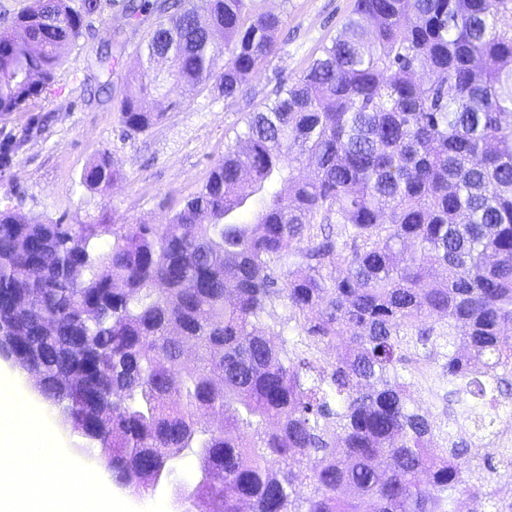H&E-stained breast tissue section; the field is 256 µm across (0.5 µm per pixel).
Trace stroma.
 Returning <instances> with one entry per match:
<instances>
[{"label":"stroma","instance_id":"1","mask_svg":"<svg viewBox=\"0 0 512 512\" xmlns=\"http://www.w3.org/2000/svg\"><path fill=\"white\" fill-rule=\"evenodd\" d=\"M354 2L253 0L255 12L278 15L282 28L276 55L253 73L245 94L230 102L211 87L189 98L171 91L152 102L162 121L128 137L119 123L126 75L155 21L127 18L124 0H102V12L88 18L83 38L67 51L42 99L29 111L0 115V145H20L11 166L0 169V198L20 187L22 197L12 201L17 213L69 224L164 223L223 159L248 112L271 94L279 78L297 77L319 55L351 15ZM104 48L112 56L102 70L96 58ZM103 82L108 89L101 94L97 87ZM105 154L119 178L94 190L81 186L85 168ZM44 422L62 453L91 471L96 491L118 502L121 512H171L164 487L145 497L117 489L103 469L74 454L80 435L62 432L52 411L45 410Z\"/></svg>","mask_w":512,"mask_h":512}]
</instances>
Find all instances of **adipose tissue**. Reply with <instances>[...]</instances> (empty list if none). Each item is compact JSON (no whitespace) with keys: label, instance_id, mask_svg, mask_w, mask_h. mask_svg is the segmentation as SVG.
I'll list each match as a JSON object with an SVG mask.
<instances>
[{"label":"adipose tissue","instance_id":"1","mask_svg":"<svg viewBox=\"0 0 512 512\" xmlns=\"http://www.w3.org/2000/svg\"><path fill=\"white\" fill-rule=\"evenodd\" d=\"M11 379L0 376V447L21 454H37L42 464L35 469L0 467V512H113L111 499H90L87 473L74 463H62V454L46 425Z\"/></svg>","mask_w":512,"mask_h":512}]
</instances>
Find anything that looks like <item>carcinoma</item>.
<instances>
[{
    "mask_svg": "<svg viewBox=\"0 0 512 512\" xmlns=\"http://www.w3.org/2000/svg\"><path fill=\"white\" fill-rule=\"evenodd\" d=\"M203 8L127 0L165 19L128 74L123 132L160 121L145 102L170 78L234 101L270 62L279 16ZM101 10L32 0L0 23L1 115L41 99ZM237 140L164 224L0 208L15 366L70 408L115 484L143 493L203 461L192 512H512L496 492L512 436L483 413L512 402V0H355ZM117 175L103 156L81 182Z\"/></svg>",
    "mask_w": 512,
    "mask_h": 512,
    "instance_id": "cac0c4a2",
    "label": "carcinoma"
}]
</instances>
